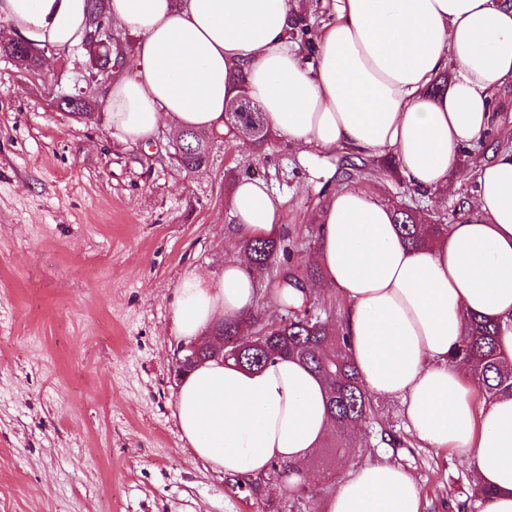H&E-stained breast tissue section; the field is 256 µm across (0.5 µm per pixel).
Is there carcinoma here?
Segmentation results:
<instances>
[{
    "label": "carcinoma",
    "instance_id": "cac0c4a2",
    "mask_svg": "<svg viewBox=\"0 0 512 512\" xmlns=\"http://www.w3.org/2000/svg\"><path fill=\"white\" fill-rule=\"evenodd\" d=\"M96 45L102 63L112 60V33H104L89 39ZM0 56L17 63L26 71H36L41 57L38 48L19 44L14 40H0ZM57 107L64 112L86 114L93 110L95 101L60 96ZM246 124L255 131V144L263 148L269 144L272 135L264 124L261 112H255V119ZM183 156L177 159L186 172L205 166L210 160L207 149L214 139L211 130L184 131ZM396 223L400 224L404 239L412 246L426 242L420 224L424 219L412 209H395ZM241 248L251 255L252 265L263 271L276 264L285 266L281 286L305 289L308 282H314L320 275L317 264L307 260L294 263V252L288 244V237L253 239L241 242ZM283 316L280 321L266 327L259 315L250 313L236 322H221L215 332L224 334V342L236 341L240 352L233 360L245 367L260 368L275 357L296 359L310 367L322 380L331 418L336 420V444L334 448L349 447L351 432L374 417L372 397L363 384L362 376L349 355V344L340 329L329 319L311 312L308 302L299 306L282 304ZM496 327L476 316L465 324L456 356L470 365L471 374L482 395L492 398L499 394H512V373H505L496 357Z\"/></svg>",
    "mask_w": 512,
    "mask_h": 512
}]
</instances>
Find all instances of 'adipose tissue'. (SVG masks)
<instances>
[{
  "instance_id": "obj_1",
  "label": "adipose tissue",
  "mask_w": 512,
  "mask_h": 512,
  "mask_svg": "<svg viewBox=\"0 0 512 512\" xmlns=\"http://www.w3.org/2000/svg\"><path fill=\"white\" fill-rule=\"evenodd\" d=\"M333 10L309 63L292 31L310 0H109L138 44L104 94L107 126L131 145L164 123L223 129L241 70L275 138L305 153L391 151L409 187L443 190L462 152L494 127V92L512 87V0H333ZM91 28L87 0H0V30L38 48L71 49ZM449 68L447 91L432 92ZM471 206L472 218L411 247L390 204L340 187L324 205L315 260L320 287L344 294L341 330L369 394L400 398L426 446L467 449L481 512H512V396L484 397L452 358L477 314L497 324L498 361L512 370L511 148L482 163ZM230 210L231 239L283 231L264 181L238 179ZM246 264L227 263L218 279L185 274L173 302L179 336L203 339L253 310ZM173 417L193 460L246 478L305 464L334 430L319 378L282 358L253 371L197 364ZM325 512H420V492L408 469L368 463L338 482Z\"/></svg>"
}]
</instances>
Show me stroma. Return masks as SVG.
Masks as SVG:
<instances>
[{"instance_id":"35a3bbf8","label":"stroma","mask_w":512,"mask_h":512,"mask_svg":"<svg viewBox=\"0 0 512 512\" xmlns=\"http://www.w3.org/2000/svg\"><path fill=\"white\" fill-rule=\"evenodd\" d=\"M45 57L36 75L0 58V512H323L351 467L382 460L414 473L420 512L462 501L479 512L469 453L423 446L395 398L375 400L350 452L319 448L294 487L271 469L242 479L192 461L172 417L186 341L171 303L185 270L217 278L237 259L228 201L241 178L267 183L300 262L317 252L308 229L342 186L459 222L486 146L502 148L498 132L512 127V91L495 96L486 146L466 149L434 198L379 159L358 177L342 151L303 155L280 140L243 159L226 138L186 173L169 157L168 126L130 145L102 109L60 111L56 96L85 86L89 60L79 47ZM383 431L397 446L378 444Z\"/></svg>"}]
</instances>
